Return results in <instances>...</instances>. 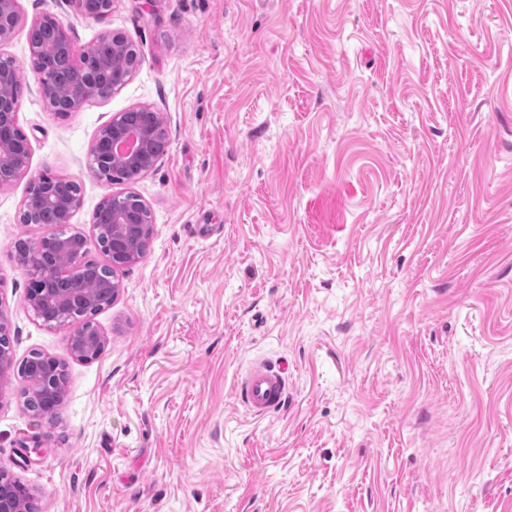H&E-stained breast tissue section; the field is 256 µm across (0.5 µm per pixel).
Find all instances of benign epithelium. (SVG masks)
I'll return each mask as SVG.
<instances>
[{
    "instance_id": "7a95c632",
    "label": "benign epithelium",
    "mask_w": 512,
    "mask_h": 512,
    "mask_svg": "<svg viewBox=\"0 0 512 512\" xmlns=\"http://www.w3.org/2000/svg\"><path fill=\"white\" fill-rule=\"evenodd\" d=\"M56 22L54 43L44 46L31 43V55L42 57L41 65L36 67L39 89L44 101L65 96L70 100L71 111L76 112L90 98H107L123 87L130 76L117 72H108L106 66L82 68L74 80L61 86L57 83L52 59L59 54L73 56V41L70 26L57 20L52 12H46L32 23L31 29L38 28L46 21ZM18 24L16 0H0V42L8 40ZM17 75V65L10 58L0 57V187L10 184L27 170L30 160V144L14 143L12 129L16 128L17 99L10 94L12 80ZM125 113L113 115L100 129L96 138L90 170L99 180L112 181V173L126 169L138 175L149 171L163 152L167 141V130L163 126L153 125L146 128H129L124 119ZM80 205V193L75 191V183L58 178L45 171L29 182L25 209L37 210L42 207L54 214L56 223L68 224L73 212ZM97 211L110 224L111 237L101 240V250L107 254L111 271L115 272L139 260L147 251L153 237V225L146 221L141 210L131 209L125 197L107 195L99 203ZM37 249L43 247L53 251L64 259L61 274L64 276L92 275L96 267L89 264L80 251L69 248L67 241L57 235H49L31 242ZM89 296H56L53 290L44 288L35 298L26 302L33 314H38L43 303L54 306L60 319L75 325L70 336L72 353L84 359L92 358L104 338L98 330L88 326L86 319L77 315V308L90 302ZM31 377L44 393L48 401L60 397L67 386L65 372L54 363L49 367H37ZM0 512H16L15 489L0 482Z\"/></svg>"
}]
</instances>
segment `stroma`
Here are the masks:
<instances>
[{"mask_svg": "<svg viewBox=\"0 0 512 512\" xmlns=\"http://www.w3.org/2000/svg\"><path fill=\"white\" fill-rule=\"evenodd\" d=\"M0 55L25 83L30 172L75 182L67 231L136 193L154 236L93 321L101 355L28 307L14 243L28 180L0 188V307L14 361L64 362L57 416L0 387V469L37 512H512V0H17ZM76 50L123 33L126 85L58 117L28 31ZM159 112L168 143L104 184L111 116ZM286 366L257 418L236 382ZM41 442L39 453L22 446Z\"/></svg>", "mask_w": 512, "mask_h": 512, "instance_id": "obj_1", "label": "stroma"}]
</instances>
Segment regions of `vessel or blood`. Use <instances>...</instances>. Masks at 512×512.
I'll use <instances>...</instances> for the list:
<instances>
[{"instance_id": "b4317fda", "label": "vessel or blood", "mask_w": 512, "mask_h": 512, "mask_svg": "<svg viewBox=\"0 0 512 512\" xmlns=\"http://www.w3.org/2000/svg\"><path fill=\"white\" fill-rule=\"evenodd\" d=\"M288 379L283 367L266 361L253 363L238 383L243 405L261 417L277 409L285 400Z\"/></svg>"}]
</instances>
